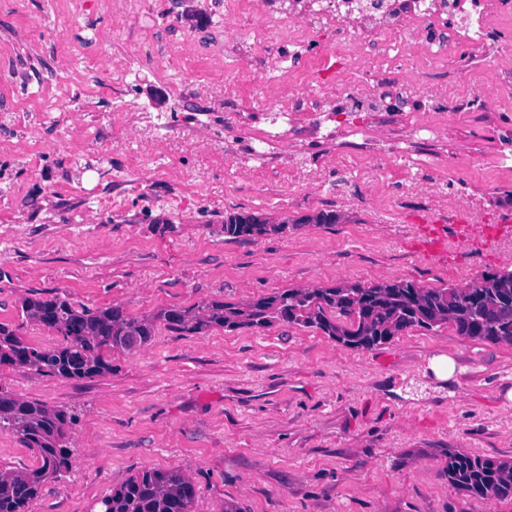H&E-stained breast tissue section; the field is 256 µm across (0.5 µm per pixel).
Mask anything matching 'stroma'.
Masks as SVG:
<instances>
[{
  "label": "stroma",
  "mask_w": 512,
  "mask_h": 512,
  "mask_svg": "<svg viewBox=\"0 0 512 512\" xmlns=\"http://www.w3.org/2000/svg\"><path fill=\"white\" fill-rule=\"evenodd\" d=\"M174 2L94 10L111 35L101 50L54 0H0V322L51 348L60 336L24 320L25 298L142 316L347 282L464 286L512 270V235L452 240L438 256L423 247L425 226L451 210L475 224L512 218V170L500 156L512 109L487 105L481 82L494 48L438 64L431 91L384 87L379 112L413 121L431 112L443 127L431 142L379 135L390 158L383 181L364 178L362 141L347 135L309 142L295 166L245 173L224 150L226 118L255 114L235 139L247 149L264 128L261 90L226 83L204 60L220 54L225 73L266 80L279 71L224 56L223 24L202 14L219 0H195L179 17ZM116 54L132 63L136 95L120 93ZM448 89L460 96L452 108ZM158 109L199 122L157 146L130 113ZM64 135L80 164L46 153ZM322 212L335 223H315ZM230 213L288 229L234 240L215 230ZM439 355L455 363L449 380L429 368ZM0 386L75 417L70 465L30 512H100L146 469L189 476L196 512H512V499L448 485L449 450L512 459V345L448 327L363 349L287 323L190 333L159 322L147 344L113 351L110 373L1 366Z\"/></svg>",
  "instance_id": "1"
}]
</instances>
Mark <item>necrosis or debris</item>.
Listing matches in <instances>:
<instances>
[{"label": "necrosis or debris", "instance_id": "1", "mask_svg": "<svg viewBox=\"0 0 512 512\" xmlns=\"http://www.w3.org/2000/svg\"><path fill=\"white\" fill-rule=\"evenodd\" d=\"M219 15L230 33L224 48L247 57H274L280 44L288 43L307 55L320 32L335 34L322 49L337 71L354 67L359 75L357 93L372 100L381 88L384 73L371 62V46L383 42L398 46V65L406 82L422 89L430 63L448 56H463L498 41V23L512 22V0H224ZM453 31L454 40L444 38ZM312 84L282 80L267 86L263 112L266 130L260 145L238 160L242 169L253 163H274L297 156L307 134H320L325 122L337 121L339 131L362 135L379 121L375 112H354L344 120L335 112L315 113L310 131L294 124L293 110L312 100Z\"/></svg>", "mask_w": 512, "mask_h": 512}]
</instances>
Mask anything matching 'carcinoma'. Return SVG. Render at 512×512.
<instances>
[{
	"instance_id": "1",
	"label": "carcinoma",
	"mask_w": 512,
	"mask_h": 512,
	"mask_svg": "<svg viewBox=\"0 0 512 512\" xmlns=\"http://www.w3.org/2000/svg\"><path fill=\"white\" fill-rule=\"evenodd\" d=\"M288 223L272 224L258 214L224 216L221 230L233 238L279 234ZM24 317L61 337L53 348L30 344L20 328L0 323V366L32 367L69 379L112 371V351H131L150 341L154 325L200 333L213 327L269 328L276 322L315 328L356 348L388 342L411 328H455L462 336L487 343L512 344V270L484 275L460 287L423 288L405 279L371 286L285 289L247 304L208 301L187 308L131 316L119 306L78 309L65 300L27 298ZM74 417L63 409L22 401L0 390V432L19 438L35 451L39 466L0 471V512H29L42 486L69 467L67 431ZM448 484L479 498L512 499V460L474 457L448 451ZM192 480L179 470H143L102 501V512H195Z\"/></svg>"
}]
</instances>
